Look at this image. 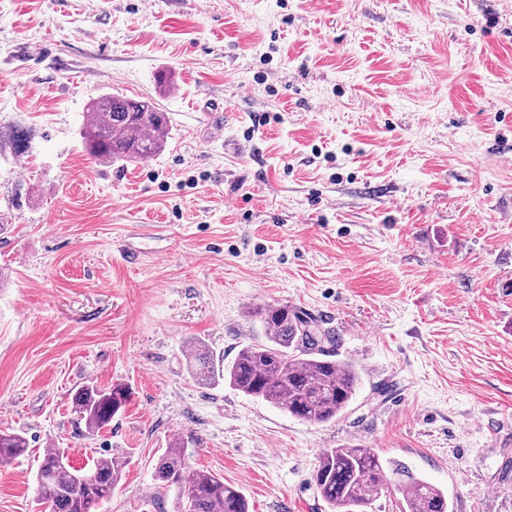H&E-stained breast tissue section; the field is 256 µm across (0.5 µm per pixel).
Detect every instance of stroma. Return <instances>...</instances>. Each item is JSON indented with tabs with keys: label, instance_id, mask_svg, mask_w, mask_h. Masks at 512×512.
<instances>
[{
	"label": "stroma",
	"instance_id": "stroma-1",
	"mask_svg": "<svg viewBox=\"0 0 512 512\" xmlns=\"http://www.w3.org/2000/svg\"><path fill=\"white\" fill-rule=\"evenodd\" d=\"M108 93L167 112L162 153L91 156ZM278 304L362 375L335 421L192 375L191 345L232 361ZM89 383L132 391L97 433ZM1 428L30 448L0 512H44L49 448L123 458L99 512H177L175 440L250 512H329L313 472L349 443L448 512H512V0H0ZM113 385L125 386L127 396L122 406L116 411L112 401ZM131 397L128 386L123 383L112 384L109 387L101 388L97 385H85L79 388L72 397V409L80 420L84 421L85 427L92 432H100L108 427L112 418L122 412Z\"/></svg>",
	"mask_w": 512,
	"mask_h": 512
}]
</instances>
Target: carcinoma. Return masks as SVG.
Listing matches in <instances>:
<instances>
[{
  "label": "carcinoma",
  "mask_w": 512,
  "mask_h": 512,
  "mask_svg": "<svg viewBox=\"0 0 512 512\" xmlns=\"http://www.w3.org/2000/svg\"><path fill=\"white\" fill-rule=\"evenodd\" d=\"M88 112L94 118L80 131L90 153L103 163L144 160L155 156L169 134V116L150 101L107 94L93 101ZM265 341L244 345L234 361L214 363L197 346L190 349L194 378L209 383L223 378L236 390L274 404L288 414L314 424L327 423L347 410L361 384V376L349 362L334 360L325 345L335 336L318 322L288 304L260 309ZM72 409L85 427L99 432L118 414L112 387L85 385L72 397ZM28 450L26 438L0 430V467ZM123 462L100 457L90 471L97 480L82 483V472L60 452L47 450L37 470L40 501L46 512H95L110 499L121 480ZM163 485L182 489V512H249L240 490L205 471H192L183 446L169 445L157 468ZM313 480L331 512H363L371 500L395 489L402 496L401 512H447L448 496L406 464L382 459L372 448L347 445L322 452Z\"/></svg>",
  "instance_id": "obj_1"
}]
</instances>
